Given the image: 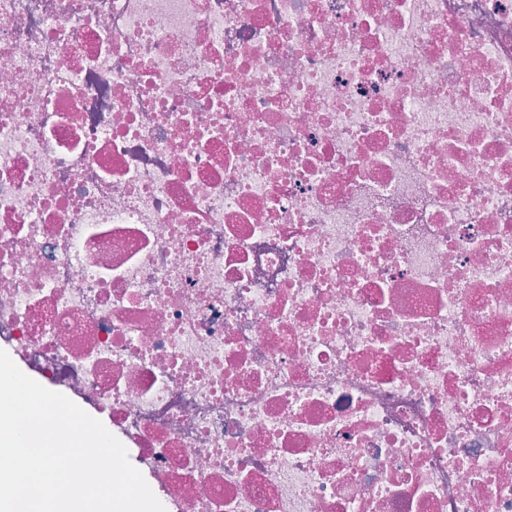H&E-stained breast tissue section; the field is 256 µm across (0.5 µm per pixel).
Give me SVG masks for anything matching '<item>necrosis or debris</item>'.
I'll list each match as a JSON object with an SVG mask.
<instances>
[{"label": "necrosis or debris", "instance_id": "necrosis-or-debris-1", "mask_svg": "<svg viewBox=\"0 0 512 512\" xmlns=\"http://www.w3.org/2000/svg\"><path fill=\"white\" fill-rule=\"evenodd\" d=\"M0 348L166 512H512V0H0Z\"/></svg>", "mask_w": 512, "mask_h": 512}]
</instances>
